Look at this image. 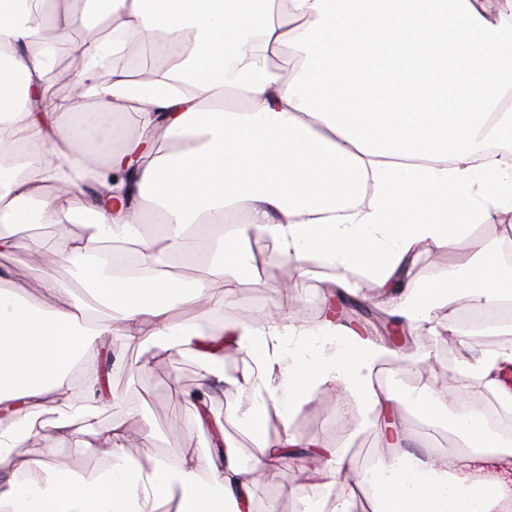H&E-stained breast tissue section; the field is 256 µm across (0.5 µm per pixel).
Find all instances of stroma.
Masks as SVG:
<instances>
[{"mask_svg":"<svg viewBox=\"0 0 512 512\" xmlns=\"http://www.w3.org/2000/svg\"><path fill=\"white\" fill-rule=\"evenodd\" d=\"M38 274L62 281L72 288L80 285L73 266L64 259L44 267ZM38 274L22 255L0 256V276L12 285L31 287ZM283 280L292 283L296 300L308 313L316 316L331 312L327 270L312 264L302 268L292 262H279L270 266L262 285L240 284L236 299L224 309L225 317L241 322L263 319L270 300L278 293L279 282ZM462 358V351L451 343L438 348L426 365H410L394 356L386 358L384 364L389 379L397 382L400 392H407L428 379L438 380L453 390L459 385L454 372ZM108 384L109 392L116 397L117 403L100 415L98 426L103 430L110 428L125 418L129 408H137L144 423V432L135 450L136 455L156 454L174 458L188 452L202 456L212 452L213 444L207 430L188 427L191 407L187 396L200 391L205 394L216 421L222 422L226 433L237 439L243 461L252 459L251 432L243 430L239 423L225 419L226 413L242 399L233 377H225L220 383L207 381L196 357L166 356L150 347L116 350L111 357ZM340 409L347 412L349 418L335 424L330 414L312 402L286 426L335 445H349L354 461L371 457L379 442L378 437L369 431L355 437L350 434L351 424L362 421L363 413L350 399L343 400ZM286 426L274 420L268 430L274 434ZM296 478V470L285 469L274 484L259 486L256 490L258 512H263L271 500L277 502L279 512H301L302 506L296 499Z\"/></svg>","mask_w":512,"mask_h":512,"instance_id":"1","label":"stroma"}]
</instances>
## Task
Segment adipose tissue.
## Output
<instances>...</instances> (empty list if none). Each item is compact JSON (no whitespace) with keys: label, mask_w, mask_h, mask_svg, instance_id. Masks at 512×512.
<instances>
[{"label":"adipose tissue","mask_w":512,"mask_h":512,"mask_svg":"<svg viewBox=\"0 0 512 512\" xmlns=\"http://www.w3.org/2000/svg\"><path fill=\"white\" fill-rule=\"evenodd\" d=\"M91 21L106 36L70 46L84 94L56 97L47 33ZM118 29L180 64L151 79L116 68L101 81L99 60L126 49L110 38ZM288 49L289 70L276 63ZM511 99L512 13L488 14L478 0H0V254L24 251L36 270L66 257L87 285L81 297L39 279L40 303L0 287V406L24 409L0 421L9 471L0 512H23L29 501L33 512H254L256 488L285 468L302 475L306 503L340 484L318 512H505L512 448L486 429L479 398L512 412L503 379L512 371V266L488 246L430 281L415 269L424 252H460L480 224L512 211V163L488 153L512 147ZM173 138L179 147L162 149ZM92 156L104 166H91ZM85 187L112 193L111 205L83 208L88 236H62L54 250L29 236L31 221L68 222ZM31 199L38 214L24 206ZM154 216L163 231L133 262L96 251ZM252 235L272 240L271 262L326 263L343 293L357 291L351 274L368 278L377 309L408 328L407 361L426 362L455 339L467 352L466 389L452 394L429 380L398 398L377 374L393 353L383 337L275 309L260 323L220 327L246 359L237 385L249 403L228 416L250 422L256 464L243 466L230 439L215 457L132 454L138 410L97 427L106 407L100 347L193 353L209 330L177 313L199 304L222 312L238 281L262 283L267 263L245 250ZM203 254L208 278L174 274ZM462 299L484 322L467 332L441 325L438 311ZM504 333L510 341L484 346ZM325 392L351 397L368 413L365 427L392 429L397 440L413 435L387 421L398 402L427 421L447 418L464 447L384 448L353 480L347 449L266 435L269 417L288 421ZM46 414L73 447L101 440L98 470L63 483L55 446L16 454Z\"/></svg>","instance_id":"obj_1"}]
</instances>
